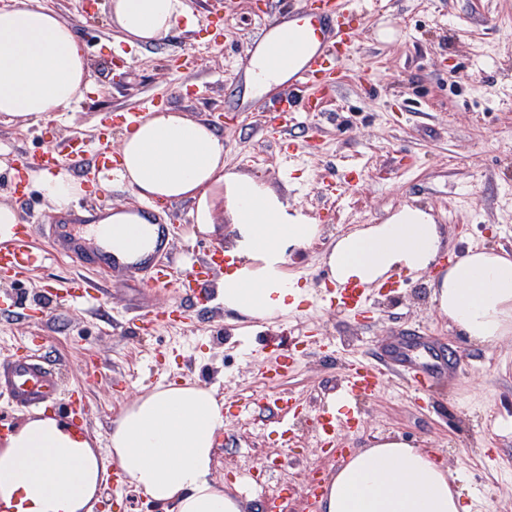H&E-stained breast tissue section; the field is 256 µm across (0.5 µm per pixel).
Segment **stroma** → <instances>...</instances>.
I'll return each instance as SVG.
<instances>
[{"mask_svg":"<svg viewBox=\"0 0 512 512\" xmlns=\"http://www.w3.org/2000/svg\"><path fill=\"white\" fill-rule=\"evenodd\" d=\"M55 10L83 42L93 97L48 121L0 116V203L19 204L34 223L53 221L38 187L17 203L16 149L38 153L73 136L93 135L105 114L139 110L149 98L168 109L212 121L224 139V161L259 177L290 211L332 224L311 247L291 251L285 269L303 293L296 308L271 319L231 309L215 314L197 305L188 320L143 331L137 308L169 305L179 280L151 295L139 286L105 285L101 310H79L55 284L86 275L61 256L22 282L0 279V294L36 309L30 319L0 316V361L28 337L38 353L58 363L62 392L57 418L70 416L73 391L90 405L87 438L100 454L122 410L159 385L186 383L214 391L227 422L216 440V475L238 485L243 512H308L305 486L328 479L353 452L391 436L437 453L458 477L467 512H512V337L476 346L449 330L426 277L402 273L400 288L375 296L367 312L320 304L314 291L328 275L325 258L337 234L386 222L406 206L430 214L442 230V250L431 274L467 249L512 254V0H379L360 29L339 75L337 91L316 94L312 111L293 118L309 150L295 181L260 139L262 113L247 111L240 62L268 17L293 0H186L194 28L178 27L156 45H127L107 0L87 14L83 0H31ZM221 21H214V12ZM111 65H104V58ZM265 165L255 164V157ZM73 208L136 207L127 187L93 177ZM178 225L175 250L216 243L199 231L186 202L161 204ZM425 336L448 373L438 388L413 389L397 372L351 406L354 419L329 446L319 440L318 415L334 399L339 374L362 361L381 363L388 342L402 331ZM295 360L287 375L269 380L275 358ZM94 362V379L84 374ZM295 398L287 426H279V398ZM254 469L239 471L244 449ZM95 512H171L131 483L114 490L104 479Z\"/></svg>","mask_w":512,"mask_h":512,"instance_id":"35a3bbf8","label":"stroma"}]
</instances>
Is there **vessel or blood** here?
I'll list each match as a JSON object with an SVG mask.
<instances>
[{
	"label": "vessel or blood",
	"instance_id": "b4317fda",
	"mask_svg": "<svg viewBox=\"0 0 512 512\" xmlns=\"http://www.w3.org/2000/svg\"><path fill=\"white\" fill-rule=\"evenodd\" d=\"M368 5L366 0H295L288 14L290 23L289 54L296 61L290 69L288 82L281 94L271 99L268 106L274 112H305L309 103L304 96L308 89L335 87L336 75L345 60L344 47L350 46L363 25ZM87 150L84 142H74L69 152L50 147L37 154L26 156L23 168L18 169L14 190L26 195L29 190V172L52 171L62 166L76 168L83 164ZM153 253L137 261H122L103 245L101 231L95 224H33L26 217H19L12 225L9 237H0V278L22 279L40 269L48 252L68 256L80 263L95 265L104 274L97 282L84 277L68 281L65 292L75 303L97 306L101 299L102 283L125 284L136 272H148L143 289L163 282L165 267L156 265L157 253L170 249L173 227L165 223L154 226ZM46 234L52 243L51 251L36 249L33 245L37 234ZM224 251L213 247L201 257L193 259L186 273L183 288L187 296L200 299L210 285L213 270L223 268ZM336 295L345 305L355 308L368 305L374 295L373 286L361 282L337 285ZM37 340H30L24 353L0 366V395L23 409H53L56 404L59 381L52 367L45 364L37 353ZM386 356L389 363L412 380L418 389L434 386L446 370L444 360L422 361L414 355L406 337H397ZM382 385L380 373L360 365L343 372L339 378L334 404L336 410L328 414L323 431L336 437L350 420L343 412L344 402L377 393Z\"/></svg>",
	"mask_w": 512,
	"mask_h": 512
}]
</instances>
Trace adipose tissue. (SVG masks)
<instances>
[{"mask_svg": "<svg viewBox=\"0 0 512 512\" xmlns=\"http://www.w3.org/2000/svg\"><path fill=\"white\" fill-rule=\"evenodd\" d=\"M111 15L131 44L164 42L190 21L185 0H112ZM288 34L272 29L251 59L252 90L288 77L287 57L271 53ZM88 62L72 26L57 12L15 0L0 7V115L48 120L83 95ZM121 183L143 202L187 201L195 224L214 234L231 219L220 285L226 307L273 318L296 306L300 291L284 265L291 248L309 247L318 225L290 214L261 180L227 169L224 140L207 122L173 111L148 114L124 130L118 147ZM51 212L71 210L83 186L69 174L37 176ZM104 243L136 258L154 247L153 218L141 210L104 208ZM437 224L405 208L382 224L354 231L333 246L327 264L340 281L373 283L395 270L419 273L435 261ZM438 308L476 345L512 334V257L470 249L449 266L434 291ZM224 405L210 390L168 385L126 408L111 430L110 454L130 482L175 512H242L214 475L215 436ZM105 464L88 440L52 416L28 421L0 446V505L7 512H93ZM323 512H466L454 476L428 449L386 439L344 462L324 489Z\"/></svg>", "mask_w": 512, "mask_h": 512, "instance_id": "ef3b65f1", "label": "adipose tissue"}]
</instances>
